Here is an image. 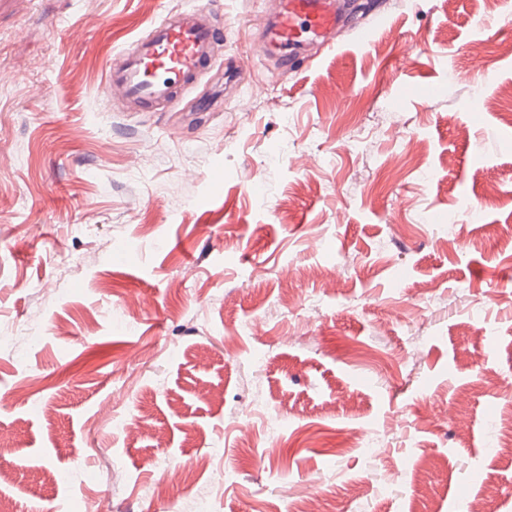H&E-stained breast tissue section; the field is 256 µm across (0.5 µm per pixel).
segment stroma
I'll list each match as a JSON object with an SVG mask.
<instances>
[{"label":"stroma","instance_id":"obj_1","mask_svg":"<svg viewBox=\"0 0 512 512\" xmlns=\"http://www.w3.org/2000/svg\"><path fill=\"white\" fill-rule=\"evenodd\" d=\"M198 2L0 0V494L512 512V0H374L288 66L254 49L278 0H219L181 103L107 98L103 59Z\"/></svg>","mask_w":512,"mask_h":512}]
</instances>
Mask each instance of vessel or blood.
<instances>
[{
    "instance_id": "1",
    "label": "vessel or blood",
    "mask_w": 512,
    "mask_h": 512,
    "mask_svg": "<svg viewBox=\"0 0 512 512\" xmlns=\"http://www.w3.org/2000/svg\"><path fill=\"white\" fill-rule=\"evenodd\" d=\"M349 8L347 0H280L274 19L257 31L265 53L287 59L297 43L331 40ZM212 0L151 25L121 52L107 60L105 91L120 95L140 112H164L179 104L183 92L205 77L224 29L214 20Z\"/></svg>"
}]
</instances>
